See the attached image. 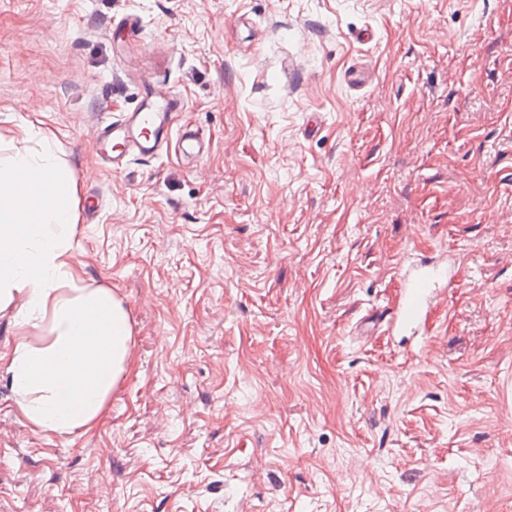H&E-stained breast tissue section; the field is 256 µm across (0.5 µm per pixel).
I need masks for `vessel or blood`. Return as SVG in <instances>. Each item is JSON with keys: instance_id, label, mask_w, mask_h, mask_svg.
Segmentation results:
<instances>
[{"instance_id": "obj_1", "label": "vessel or blood", "mask_w": 512, "mask_h": 512, "mask_svg": "<svg viewBox=\"0 0 512 512\" xmlns=\"http://www.w3.org/2000/svg\"><path fill=\"white\" fill-rule=\"evenodd\" d=\"M177 104L171 100L143 104L137 110L106 126L100 133L97 152L101 158L120 165L127 155L140 158L154 157L169 139L172 115ZM459 254H449L439 262H418L400 266L401 295L396 307L394 333H427V320L441 297L442 291L452 285Z\"/></svg>"}]
</instances>
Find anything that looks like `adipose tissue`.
Instances as JSON below:
<instances>
[{"label":"adipose tissue","mask_w":512,"mask_h":512,"mask_svg":"<svg viewBox=\"0 0 512 512\" xmlns=\"http://www.w3.org/2000/svg\"><path fill=\"white\" fill-rule=\"evenodd\" d=\"M21 180L34 192L21 195ZM75 198L49 140L0 158V308L15 307L18 330L0 368L27 426L58 435L100 424L131 359L122 302L78 271Z\"/></svg>","instance_id":"obj_1"}]
</instances>
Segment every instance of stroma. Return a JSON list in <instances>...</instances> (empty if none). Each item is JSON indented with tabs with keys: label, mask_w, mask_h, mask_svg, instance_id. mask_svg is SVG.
Returning a JSON list of instances; mask_svg holds the SVG:
<instances>
[{
	"label": "stroma",
	"mask_w": 512,
	"mask_h": 512,
	"mask_svg": "<svg viewBox=\"0 0 512 512\" xmlns=\"http://www.w3.org/2000/svg\"><path fill=\"white\" fill-rule=\"evenodd\" d=\"M146 91L204 152L107 172ZM22 125L132 365L64 436L0 378V512H512V0H0ZM448 249L428 335H388Z\"/></svg>",
	"instance_id": "1"
}]
</instances>
